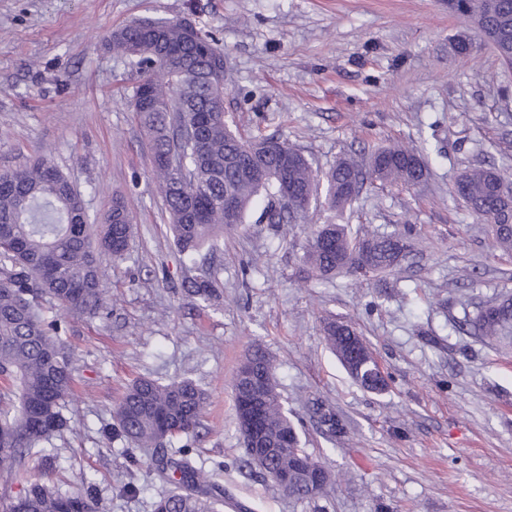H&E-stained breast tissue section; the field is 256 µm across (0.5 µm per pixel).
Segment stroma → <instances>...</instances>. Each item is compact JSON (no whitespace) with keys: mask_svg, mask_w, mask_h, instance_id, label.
<instances>
[{"mask_svg":"<svg viewBox=\"0 0 512 512\" xmlns=\"http://www.w3.org/2000/svg\"><path fill=\"white\" fill-rule=\"evenodd\" d=\"M180 18L224 51L229 123L300 148L316 174L345 154L424 148L425 182L367 181L338 218L361 234L411 228L415 249L396 272L318 277L304 255L331 212L270 224L258 205L207 258L217 297L189 294L196 273L130 108L137 76L105 45L130 22ZM44 155L90 217L118 196L136 221L108 265L111 311L66 324L79 398L48 443L61 492L86 471L99 512H154L168 486L152 451L109 438L112 411L135 378L187 377L209 397L190 454L221 468L225 497L247 512H512V350L464 323L512 292V251L453 193L476 166L512 184V67L448 0H0V173ZM333 320L377 356L385 393L349 378L325 343ZM257 346L302 447L332 474L316 504L247 463L232 382Z\"/></svg>","mask_w":512,"mask_h":512,"instance_id":"obj_1","label":"stroma"}]
</instances>
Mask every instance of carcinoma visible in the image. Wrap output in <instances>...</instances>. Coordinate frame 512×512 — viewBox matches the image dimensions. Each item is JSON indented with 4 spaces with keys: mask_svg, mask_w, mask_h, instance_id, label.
I'll return each mask as SVG.
<instances>
[{
    "mask_svg": "<svg viewBox=\"0 0 512 512\" xmlns=\"http://www.w3.org/2000/svg\"><path fill=\"white\" fill-rule=\"evenodd\" d=\"M448 8L469 17L479 31L491 28L492 43L501 59L512 64V0H449ZM110 49L123 54L139 74L132 112L151 144L152 174L169 215V229L184 262L213 249L224 229L246 223L249 212L266 202L271 223L281 221L275 208L279 168L268 150L288 153V180L297 198L319 201V182L302 150L278 139H245L225 119L224 52L210 35L192 36L174 20L133 21L112 31ZM263 168L265 176L251 177L247 166ZM428 162L413 148L385 146L374 150L368 166L342 158L325 174L324 204L331 211L350 205L355 181L370 177L383 184L414 185L426 180ZM465 191L459 199L479 221L490 224L496 242L512 250V209L500 205V174L484 166L462 173ZM231 197L233 213L224 210ZM134 233V217L120 198L112 200L99 230L89 223L85 202L70 179L48 159L0 174V376L11 388L10 406L0 408V473L21 476L39 471L50 457V436L68 427L65 411L73 398V356L61 338L68 316L95 317L105 311L111 296L105 283L102 257L123 258ZM411 230L372 237L352 235L345 224H323L307 251L312 270L328 276L365 265L377 277L394 271L399 256L410 250ZM193 293L204 300L215 293L203 274ZM497 312L478 310L469 320L474 331L505 347L512 346V295L493 303ZM325 340L343 366L351 352L366 342L349 323L331 322ZM257 393L267 420L262 472L319 465L304 448L298 460L288 449L299 448L296 428L284 411L272 364L260 349L249 355ZM237 430L248 440L241 403L251 387L234 377ZM207 406L205 390L194 380L162 382L140 378L126 389L114 410L112 436L141 448H160L153 464L159 478L175 490L159 495L156 512H219L224 488L218 473L196 465L182 447L173 453L171 438L189 439L200 426ZM78 489L62 493L50 479L39 477L9 499L7 512H98L94 482L85 472L74 476ZM331 483L322 470L321 485L313 489L300 480L288 488L298 501L320 499Z\"/></svg>",
    "mask_w": 512,
    "mask_h": 512,
    "instance_id": "1",
    "label": "carcinoma"
}]
</instances>
